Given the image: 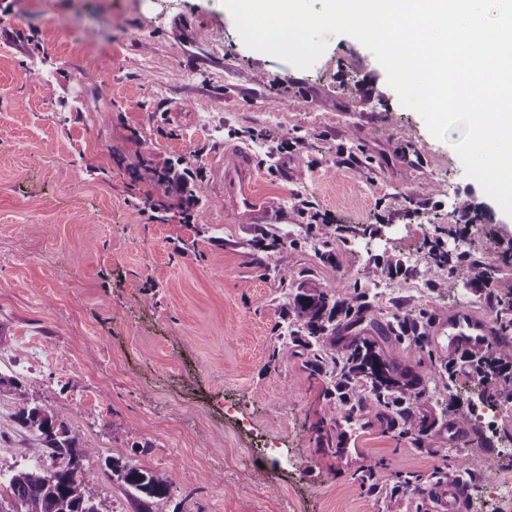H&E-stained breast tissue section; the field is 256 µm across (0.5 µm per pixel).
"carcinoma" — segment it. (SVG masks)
Segmentation results:
<instances>
[{
  "label": "carcinoma",
  "mask_w": 512,
  "mask_h": 512,
  "mask_svg": "<svg viewBox=\"0 0 512 512\" xmlns=\"http://www.w3.org/2000/svg\"><path fill=\"white\" fill-rule=\"evenodd\" d=\"M443 266L448 267V274L456 281L474 288L482 286L490 274L487 265L465 262L449 251L434 254L426 274L433 278ZM367 309L364 292L345 297L338 290L307 288L295 294L285 310V316L290 320L286 327L287 336L274 348L272 359L291 358L300 347L304 350V366L313 376L321 375L326 360H331L333 388L328 394L338 389L353 396L360 390L362 395L358 396L357 402L361 415L386 411L399 419L402 434L423 436L429 426L426 416L420 414L415 405L426 390L424 377L399 353L384 355L377 351V342L367 337L353 336L345 344L336 343V328L344 323L353 324ZM422 328L423 322L416 317L409 314L395 316L381 327L382 339L420 346L425 342ZM501 331L497 349L469 355L478 383L482 386L490 384L478 395L483 401L512 399V365L506 362L512 358L511 317L501 320ZM328 337L331 338L330 354L323 345ZM8 385L19 401L18 422L38 433L40 447L32 449L28 466L5 478L10 508L6 511L0 506V512H88V506L100 504L98 490L83 477L75 480L71 474L61 472L50 479L46 476L48 468L43 464L46 457L82 462L95 454V449L87 447L75 431L68 429L62 437L52 433L38 417L42 407L30 394L29 387L13 378ZM107 466L130 489L143 512H149L152 501L164 499L171 493V484L159 474L118 460L107 463Z\"/></svg>",
  "instance_id": "carcinoma-1"
}]
</instances>
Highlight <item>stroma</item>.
<instances>
[{
  "label": "stroma",
  "instance_id": "1",
  "mask_svg": "<svg viewBox=\"0 0 512 512\" xmlns=\"http://www.w3.org/2000/svg\"><path fill=\"white\" fill-rule=\"evenodd\" d=\"M462 136L436 139L347 35L301 70L246 47L220 0H0V376L94 448L82 475L105 512H137L110 459L171 482L150 512H430V483L508 475L489 459L512 441V400L493 447L456 425L448 367L464 353L434 336L382 346L428 379L418 408L432 427L418 441L382 412L329 421L328 379L270 359L289 298L309 286L368 292L347 336L378 339L395 314L431 327L456 308L498 323L512 305V217L465 176ZM228 146L254 160L265 223L224 208ZM142 159L187 160L203 187L196 223L148 218L166 188L133 177ZM441 250L485 262L486 286L443 269L432 287L424 271ZM228 398L287 442L296 470L259 465L219 418ZM18 411L1 386L5 476L36 445Z\"/></svg>",
  "mask_w": 512,
  "mask_h": 512
}]
</instances>
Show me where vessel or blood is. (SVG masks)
<instances>
[{
    "label": "vessel or blood",
    "instance_id": "1",
    "mask_svg": "<svg viewBox=\"0 0 512 512\" xmlns=\"http://www.w3.org/2000/svg\"><path fill=\"white\" fill-rule=\"evenodd\" d=\"M254 165L250 155L236 148L224 151V207L244 224L262 222L269 214L267 204L253 191ZM441 329L448 334V349L483 348L492 334L490 325L465 310H452L442 320ZM426 495L431 512H465L468 491L456 479L429 485Z\"/></svg>",
    "mask_w": 512,
    "mask_h": 512
}]
</instances>
